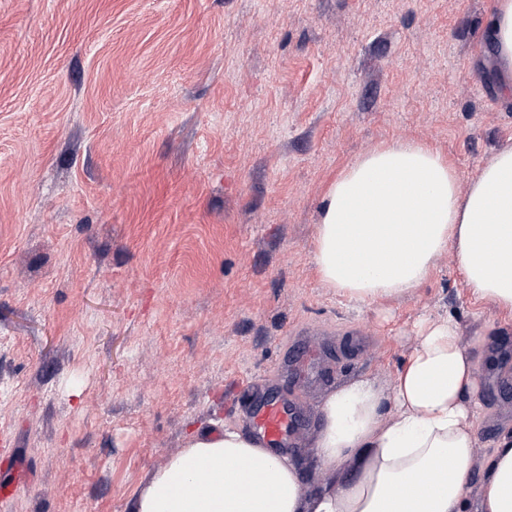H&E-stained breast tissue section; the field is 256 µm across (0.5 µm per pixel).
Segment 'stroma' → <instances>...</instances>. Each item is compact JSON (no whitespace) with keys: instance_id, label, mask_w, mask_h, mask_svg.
I'll return each instance as SVG.
<instances>
[{"instance_id":"1","label":"stroma","mask_w":512,"mask_h":512,"mask_svg":"<svg viewBox=\"0 0 512 512\" xmlns=\"http://www.w3.org/2000/svg\"><path fill=\"white\" fill-rule=\"evenodd\" d=\"M490 0H0V429L7 512H127L185 433L293 400L310 487L330 388L387 382L427 318L478 356L480 454L512 428V318L450 257L370 305L315 269L346 166L392 143L468 186L512 146ZM316 326L314 336L304 334ZM333 385V386H334Z\"/></svg>"}]
</instances>
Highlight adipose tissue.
<instances>
[{"instance_id":"adipose-tissue-1","label":"adipose tissue","mask_w":512,"mask_h":512,"mask_svg":"<svg viewBox=\"0 0 512 512\" xmlns=\"http://www.w3.org/2000/svg\"><path fill=\"white\" fill-rule=\"evenodd\" d=\"M483 40L511 78L512 0H492ZM446 254L473 299L512 314V147L464 190L447 158L415 142L379 147L330 183L314 251L323 283L368 305L411 293ZM479 377L455 319L423 322L388 386L361 377L324 401L316 454L328 481L307 488L287 457L236 429H197L127 510L464 512L474 491L480 512H512V430L479 456Z\"/></svg>"}]
</instances>
